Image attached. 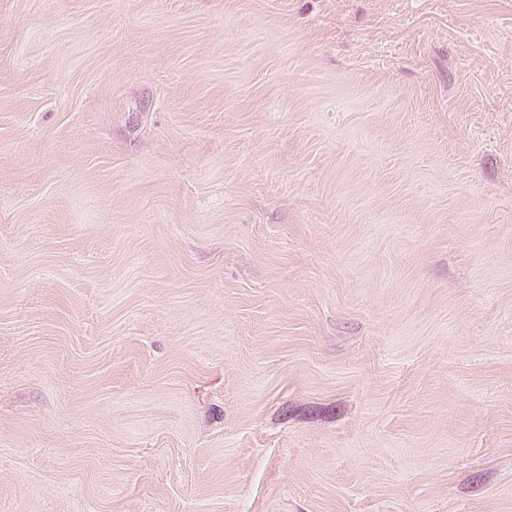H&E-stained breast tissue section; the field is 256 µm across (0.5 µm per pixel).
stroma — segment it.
<instances>
[{
  "mask_svg": "<svg viewBox=\"0 0 512 512\" xmlns=\"http://www.w3.org/2000/svg\"><path fill=\"white\" fill-rule=\"evenodd\" d=\"M0 512H512V0H0Z\"/></svg>",
  "mask_w": 512,
  "mask_h": 512,
  "instance_id": "35a3bbf8",
  "label": "stroma"
}]
</instances>
